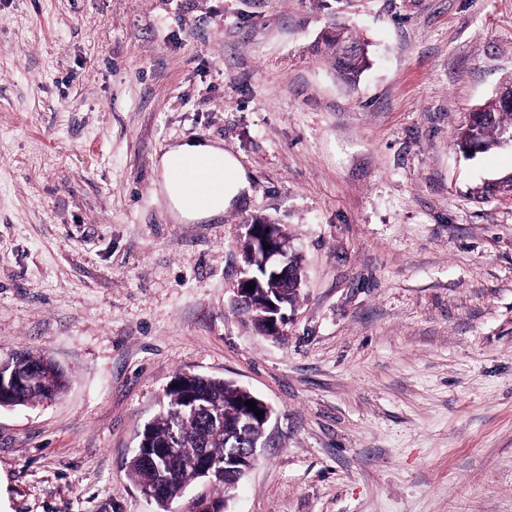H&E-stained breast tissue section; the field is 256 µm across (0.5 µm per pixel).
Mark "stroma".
<instances>
[{
	"instance_id": "stroma-1",
	"label": "stroma",
	"mask_w": 512,
	"mask_h": 512,
	"mask_svg": "<svg viewBox=\"0 0 512 512\" xmlns=\"http://www.w3.org/2000/svg\"><path fill=\"white\" fill-rule=\"evenodd\" d=\"M369 49L355 87L319 50ZM512 0H0V512H156L125 469L181 372L272 409L231 512H512ZM220 143L252 193L171 215L159 157ZM302 258L286 334L234 306L245 223ZM498 97L497 93L490 103L473 113L470 123L460 129L455 139L459 150L466 152L475 145L479 150H488L502 144L504 134L512 130V108H504ZM23 359L27 365L18 364ZM18 365L17 374L13 384L19 387H35L39 383V374L35 368L40 370V384L35 389L17 388L9 395L2 396L9 392L8 386H3L1 378L8 380ZM0 408L14 407L21 405H33L59 397L68 385V373L60 368L48 355L41 352L19 353L6 359H0Z\"/></svg>"
}]
</instances>
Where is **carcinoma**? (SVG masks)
I'll use <instances>...</instances> for the list:
<instances>
[{"label": "carcinoma", "instance_id": "carcinoma-1", "mask_svg": "<svg viewBox=\"0 0 512 512\" xmlns=\"http://www.w3.org/2000/svg\"><path fill=\"white\" fill-rule=\"evenodd\" d=\"M324 54L333 63L338 77L348 86L356 85L369 64L367 46L346 27H338L323 38ZM512 130V108L506 109L498 99L473 113L471 122L460 129L455 143L465 152L473 146L488 150L502 144L504 134ZM292 274L281 278L280 268L253 266L249 269L255 309L250 320L261 332H267L265 323L269 314L268 302L285 300L292 306L299 295L302 277L300 260L288 257ZM40 370V384L34 389L17 388L0 397V408L33 405L60 396L68 385V373L48 355L41 352L15 354L0 359V376L7 379L14 372L18 360ZM169 388L166 404L152 422L145 425L139 437L153 460L146 462L136 452L128 462V474L144 490L169 482L182 495L170 500L156 499L160 512H173L172 505L181 502L190 490L202 494L213 503H222L231 497L243 479L242 464L232 455V444L246 446L261 440L260 421L232 433L224 423L235 421L245 401L255 399L248 390L222 379L199 375L177 374ZM157 448H180L179 456H159ZM203 451L209 453L213 466L208 472L187 462V458Z\"/></svg>", "mask_w": 512, "mask_h": 512}]
</instances>
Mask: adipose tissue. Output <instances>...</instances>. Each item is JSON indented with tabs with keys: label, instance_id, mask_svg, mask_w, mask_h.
Instances as JSON below:
<instances>
[{
	"label": "adipose tissue",
	"instance_id": "ef3b65f1",
	"mask_svg": "<svg viewBox=\"0 0 512 512\" xmlns=\"http://www.w3.org/2000/svg\"><path fill=\"white\" fill-rule=\"evenodd\" d=\"M188 158L203 162L214 176L223 178L224 191L217 196L190 199L182 196L173 174ZM159 166L163 190L172 212L184 221H204L220 215L240 195L249 192L250 180L238 160L218 145L204 141H190L172 146L161 156Z\"/></svg>",
	"mask_w": 512,
	"mask_h": 512
}]
</instances>
